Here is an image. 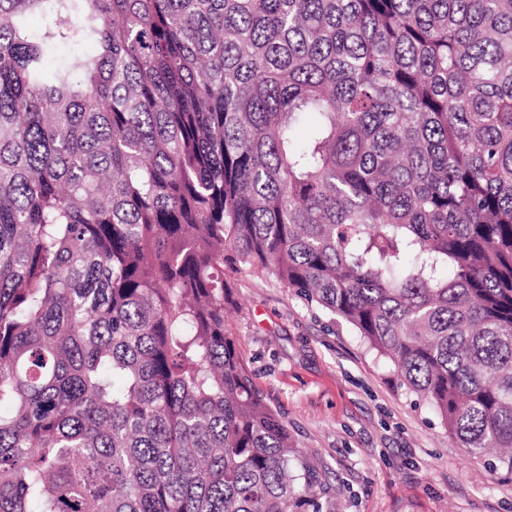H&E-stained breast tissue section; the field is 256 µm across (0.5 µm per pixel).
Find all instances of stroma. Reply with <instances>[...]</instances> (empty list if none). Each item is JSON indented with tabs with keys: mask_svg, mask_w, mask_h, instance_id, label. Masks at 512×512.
Listing matches in <instances>:
<instances>
[{
	"mask_svg": "<svg viewBox=\"0 0 512 512\" xmlns=\"http://www.w3.org/2000/svg\"><path fill=\"white\" fill-rule=\"evenodd\" d=\"M224 279L238 351L336 512H512V476L468 460L349 325L271 279Z\"/></svg>",
	"mask_w": 512,
	"mask_h": 512,
	"instance_id": "stroma-1",
	"label": "stroma"
}]
</instances>
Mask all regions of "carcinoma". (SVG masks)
Here are the masks:
<instances>
[{"label": "carcinoma", "instance_id": "carcinoma-1", "mask_svg": "<svg viewBox=\"0 0 512 512\" xmlns=\"http://www.w3.org/2000/svg\"><path fill=\"white\" fill-rule=\"evenodd\" d=\"M226 267L512 475V0H0V512H336Z\"/></svg>", "mask_w": 512, "mask_h": 512}]
</instances>
